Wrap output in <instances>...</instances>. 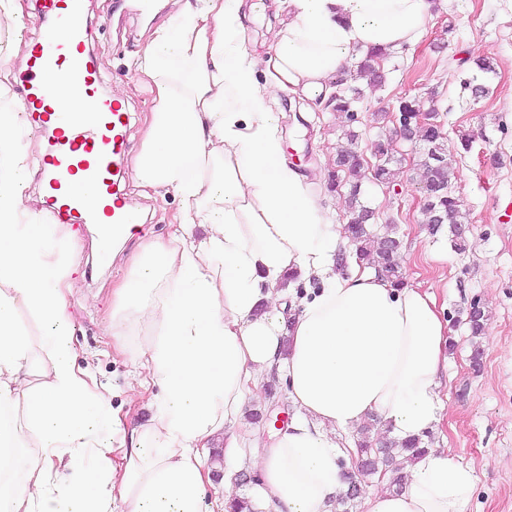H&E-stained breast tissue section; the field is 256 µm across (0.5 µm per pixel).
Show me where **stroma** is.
Wrapping results in <instances>:
<instances>
[{
  "instance_id": "stroma-1",
  "label": "stroma",
  "mask_w": 512,
  "mask_h": 512,
  "mask_svg": "<svg viewBox=\"0 0 512 512\" xmlns=\"http://www.w3.org/2000/svg\"><path fill=\"white\" fill-rule=\"evenodd\" d=\"M90 48L105 90H127L130 153L143 141L145 119L152 107L150 91L139 85L131 67L144 43L145 25L167 17L159 11L145 18L133 0H88ZM494 62L496 71L483 83L486 92L474 97L461 82L475 60ZM385 82L364 89L356 105L352 148L365 165H373L374 142L389 143L396 160V179L387 185L364 181L363 196L374 211L375 235L395 233L402 243L406 283L434 293L448 322V369L442 388L446 409L430 431L426 445L445 450L470 465L477 476L468 512H512V0H442L422 38L413 46L389 53L383 61ZM415 98L421 110L437 107L448 152L454 160L453 191L470 227L468 245L451 247L447 233L431 234L417 204L421 191L417 153L393 134L395 106ZM282 115L287 159L316 184L334 221L347 222V204L329 183L343 145L342 119L318 96L285 94L271 103ZM472 140L463 149L462 137ZM125 197L142 216L140 238L165 237L178 207L173 196H144L131 182ZM79 286L68 299L76 327L79 366L89 368L113 408L126 413L128 424L147 421L150 413L132 390L130 367L112 348V286L126 272L125 258L140 239L119 246L108 264H101L98 233L87 225L75 228ZM489 312L480 340L479 363H472L471 336L465 322L472 300ZM264 399L249 403L240 428L273 439L275 416L297 412L277 374L264 377Z\"/></svg>"
}]
</instances>
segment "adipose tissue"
<instances>
[{
  "label": "adipose tissue",
  "instance_id": "1",
  "mask_svg": "<svg viewBox=\"0 0 512 512\" xmlns=\"http://www.w3.org/2000/svg\"><path fill=\"white\" fill-rule=\"evenodd\" d=\"M169 3L170 24L133 59L153 106L130 179L179 206L112 290V336L154 388L147 423L126 427L76 361L74 233L26 204L28 121L7 82L28 54L0 61V512H233V487L204 496L202 453L219 436L229 468L261 473L260 512H331L352 454L337 435L376 417L404 440L443 418L448 322L434 294L393 286L353 255L337 273L340 227L288 164L270 107L317 93L359 52L414 45L430 0H288L262 56L242 35L244 0ZM292 273L322 286L286 308ZM274 371L299 417L259 451L236 424ZM61 468L72 472L62 483ZM18 471L24 482H10ZM379 482L361 512H467L476 475L431 449L408 464L403 491Z\"/></svg>",
  "mask_w": 512,
  "mask_h": 512
}]
</instances>
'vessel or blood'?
Masks as SVG:
<instances>
[{
  "instance_id": "vessel-or-blood-1",
  "label": "vessel or blood",
  "mask_w": 512,
  "mask_h": 512,
  "mask_svg": "<svg viewBox=\"0 0 512 512\" xmlns=\"http://www.w3.org/2000/svg\"><path fill=\"white\" fill-rule=\"evenodd\" d=\"M39 27L28 45L21 101L30 118L52 134L43 162L50 205L59 223L105 224L110 234H119L140 221L120 192L128 114L101 90V73L87 47L84 0H40ZM59 82L80 92L77 109L56 95Z\"/></svg>"
}]
</instances>
